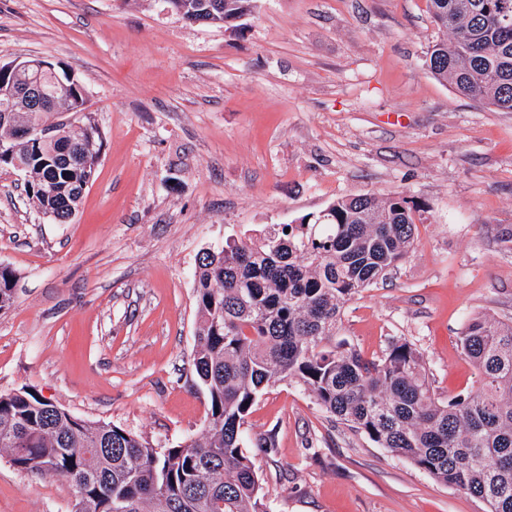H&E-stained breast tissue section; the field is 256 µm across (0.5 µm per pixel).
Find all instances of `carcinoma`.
<instances>
[{
	"mask_svg": "<svg viewBox=\"0 0 512 512\" xmlns=\"http://www.w3.org/2000/svg\"><path fill=\"white\" fill-rule=\"evenodd\" d=\"M252 2L224 0L213 21L230 25ZM427 2L439 37L426 69L459 95L512 112V0ZM14 81L44 95L40 106L18 98L15 121L54 135L13 141L0 125V146L13 151L9 165L29 176V198L53 223L69 224L94 174L99 131L73 119L74 89L56 75L23 71ZM417 210L400 194L346 196L303 217L305 234L269 229L201 253L192 367L211 405L202 439L158 450L120 427L90 425L18 392L0 394V449L16 466L74 486L75 512H264L243 426L257 397L291 378L335 420L467 491L487 512H512V322L469 319L460 348L481 385L448 401L437 397L408 341L370 359L332 341L344 304L415 249ZM14 283L1 266L0 310Z\"/></svg>",
	"mask_w": 512,
	"mask_h": 512,
	"instance_id": "carcinoma-1",
	"label": "carcinoma"
}]
</instances>
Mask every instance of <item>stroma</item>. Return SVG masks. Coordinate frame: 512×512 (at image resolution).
Masks as SVG:
<instances>
[{
	"label": "stroma",
	"instance_id": "obj_1",
	"mask_svg": "<svg viewBox=\"0 0 512 512\" xmlns=\"http://www.w3.org/2000/svg\"><path fill=\"white\" fill-rule=\"evenodd\" d=\"M231 26L166 0H0V60L74 73L102 134L72 223L49 221L25 173L0 166V394L170 448L204 434L191 366L199 254L337 198L402 193L414 251L347 302L336 329L367 357L415 345L444 399L477 389L459 337L512 319V112L459 96L424 67L427 0H254ZM275 431V446L253 438ZM266 512H485L284 379L247 417ZM65 480L0 451V512H74Z\"/></svg>",
	"mask_w": 512,
	"mask_h": 512
}]
</instances>
